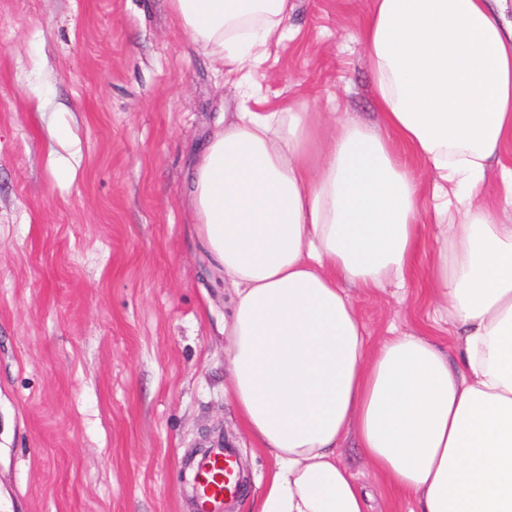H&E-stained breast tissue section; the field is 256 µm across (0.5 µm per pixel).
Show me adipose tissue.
<instances>
[{"label":"adipose tissue","mask_w":512,"mask_h":512,"mask_svg":"<svg viewBox=\"0 0 512 512\" xmlns=\"http://www.w3.org/2000/svg\"><path fill=\"white\" fill-rule=\"evenodd\" d=\"M508 0H373L377 123L296 102L226 116L189 176L203 246L235 290L224 357L271 466L250 512H370L336 456L355 435L416 512H512V22ZM198 50L248 78L291 0H168ZM427 162L429 184L401 161ZM498 197L484 201L490 171ZM431 211H423L424 195ZM439 248L432 323L370 343L350 289L403 285ZM448 327L457 359L437 332Z\"/></svg>","instance_id":"adipose-tissue-1"}]
</instances>
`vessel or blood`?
<instances>
[{
  "instance_id": "1",
  "label": "vessel or blood",
  "mask_w": 512,
  "mask_h": 512,
  "mask_svg": "<svg viewBox=\"0 0 512 512\" xmlns=\"http://www.w3.org/2000/svg\"><path fill=\"white\" fill-rule=\"evenodd\" d=\"M197 512H231L237 499V458L228 444L216 443L193 463Z\"/></svg>"
}]
</instances>
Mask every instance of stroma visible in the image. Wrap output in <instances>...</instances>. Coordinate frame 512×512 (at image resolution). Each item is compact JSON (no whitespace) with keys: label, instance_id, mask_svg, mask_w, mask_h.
<instances>
[{"label":"stroma","instance_id":"obj_1","mask_svg":"<svg viewBox=\"0 0 512 512\" xmlns=\"http://www.w3.org/2000/svg\"><path fill=\"white\" fill-rule=\"evenodd\" d=\"M249 85L166 0H0V512H194L182 461L226 437L270 467L224 388L233 290L195 233L189 171L250 87L376 122L373 0H294ZM71 131L56 136L58 127ZM404 287L353 292L371 341L432 316L434 230Z\"/></svg>","mask_w":512,"mask_h":512}]
</instances>
